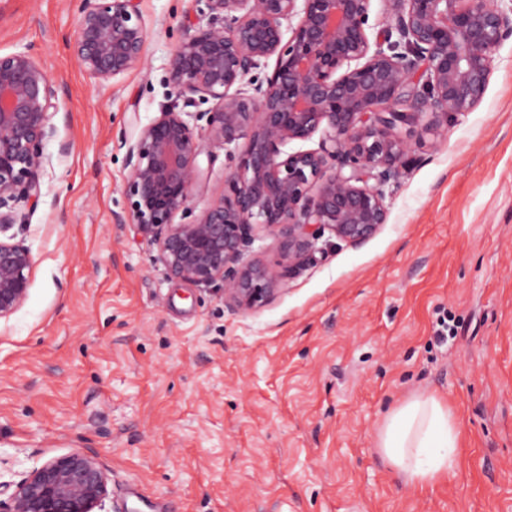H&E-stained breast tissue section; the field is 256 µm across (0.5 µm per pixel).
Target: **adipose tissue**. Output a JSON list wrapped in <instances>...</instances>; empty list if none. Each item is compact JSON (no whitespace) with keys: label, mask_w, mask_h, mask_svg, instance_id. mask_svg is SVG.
I'll return each instance as SVG.
<instances>
[{"label":"adipose tissue","mask_w":512,"mask_h":512,"mask_svg":"<svg viewBox=\"0 0 512 512\" xmlns=\"http://www.w3.org/2000/svg\"><path fill=\"white\" fill-rule=\"evenodd\" d=\"M461 433L435 397H417L395 408L377 432V446L410 485H432L456 462Z\"/></svg>","instance_id":"adipose-tissue-1"}]
</instances>
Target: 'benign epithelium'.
Listing matches in <instances>:
<instances>
[{
    "label": "benign epithelium",
    "instance_id": "benign-epithelium-1",
    "mask_svg": "<svg viewBox=\"0 0 512 512\" xmlns=\"http://www.w3.org/2000/svg\"><path fill=\"white\" fill-rule=\"evenodd\" d=\"M213 22L176 49L169 81L186 104L213 100L211 133L245 149L224 193L191 224H177L203 171L194 133L175 106L140 129L128 156L130 224L170 279L208 288L242 313L270 304L315 242L348 245L388 219L385 188L427 115L436 127L482 101L493 56L512 39V6L488 0H207ZM297 20L285 37L283 22ZM146 30L139 0H83L68 48L97 83L139 68ZM275 65L265 83L252 72ZM59 87L27 50L0 54V319L26 303L34 256L24 202L41 195L44 145L56 133ZM320 135L314 149L288 150ZM259 227L286 263L246 259ZM108 469L72 450L15 485L7 512H102Z\"/></svg>",
    "mask_w": 512,
    "mask_h": 512
}]
</instances>
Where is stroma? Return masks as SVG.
<instances>
[{
    "instance_id": "35a3bbf8",
    "label": "stroma",
    "mask_w": 512,
    "mask_h": 512,
    "mask_svg": "<svg viewBox=\"0 0 512 512\" xmlns=\"http://www.w3.org/2000/svg\"><path fill=\"white\" fill-rule=\"evenodd\" d=\"M80 0H0V53L30 50L59 84L55 137L24 238L30 295L0 321V502L50 458L95 451L105 512H512V41L486 94L415 148L386 224L358 246L324 235L267 306L243 314L169 279L131 226L128 148L162 106L175 49L207 0H141L142 67L93 82L70 54ZM188 107L204 177L193 222L242 146ZM456 335L437 341L441 318ZM448 405L454 467L407 486L376 446L415 397Z\"/></svg>"
}]
</instances>
